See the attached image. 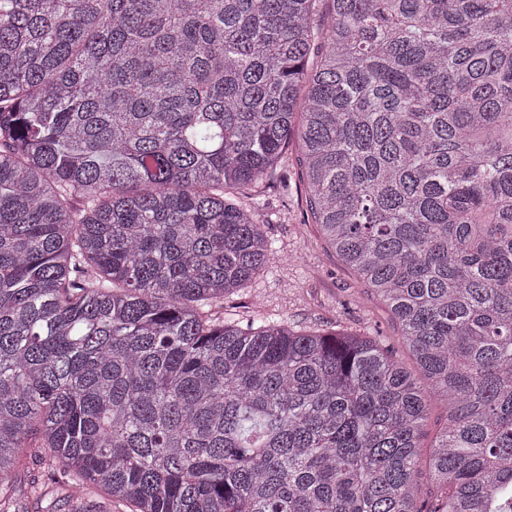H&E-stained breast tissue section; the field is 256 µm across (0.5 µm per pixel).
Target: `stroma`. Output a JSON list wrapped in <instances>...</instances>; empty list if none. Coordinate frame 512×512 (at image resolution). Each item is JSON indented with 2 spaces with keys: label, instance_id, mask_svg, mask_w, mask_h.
Wrapping results in <instances>:
<instances>
[{
  "label": "stroma",
  "instance_id": "stroma-1",
  "mask_svg": "<svg viewBox=\"0 0 512 512\" xmlns=\"http://www.w3.org/2000/svg\"><path fill=\"white\" fill-rule=\"evenodd\" d=\"M268 220L275 252L246 288L225 297V319L246 324L255 305L298 329L342 328L375 336L407 369L415 363L387 308L326 248L305 204L300 169L288 162L242 195Z\"/></svg>",
  "mask_w": 512,
  "mask_h": 512
}]
</instances>
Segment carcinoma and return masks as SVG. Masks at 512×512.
Wrapping results in <instances>:
<instances>
[{
  "label": "carcinoma",
  "instance_id": "obj_1",
  "mask_svg": "<svg viewBox=\"0 0 512 512\" xmlns=\"http://www.w3.org/2000/svg\"><path fill=\"white\" fill-rule=\"evenodd\" d=\"M293 139L421 378L213 311L270 251L234 193ZM25 448L60 478L22 486ZM97 495L512 512V0H0V512Z\"/></svg>",
  "mask_w": 512,
  "mask_h": 512
}]
</instances>
